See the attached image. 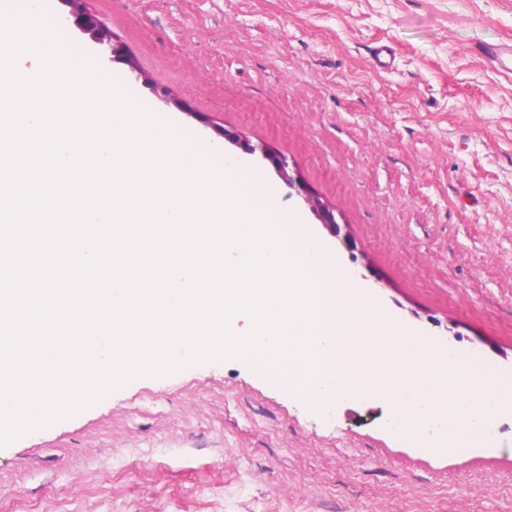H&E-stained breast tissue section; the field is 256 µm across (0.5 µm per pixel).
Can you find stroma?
<instances>
[{
	"instance_id": "stroma-1",
	"label": "stroma",
	"mask_w": 512,
	"mask_h": 512,
	"mask_svg": "<svg viewBox=\"0 0 512 512\" xmlns=\"http://www.w3.org/2000/svg\"><path fill=\"white\" fill-rule=\"evenodd\" d=\"M74 54L257 170L388 315L512 384V0H88ZM388 45L390 68L373 47ZM137 67L150 79L135 81ZM169 92L188 105L176 111ZM284 156L289 191L261 150ZM333 209L343 247L306 208ZM9 512H512V431L430 448L383 400L307 401L242 358L134 378L0 446ZM86 0H60L63 6L69 8L62 17L63 22H71L73 25L96 43L103 51L109 52L111 60H122L124 53L120 46L114 43L112 30L101 23L93 14L84 7Z\"/></svg>"
}]
</instances>
